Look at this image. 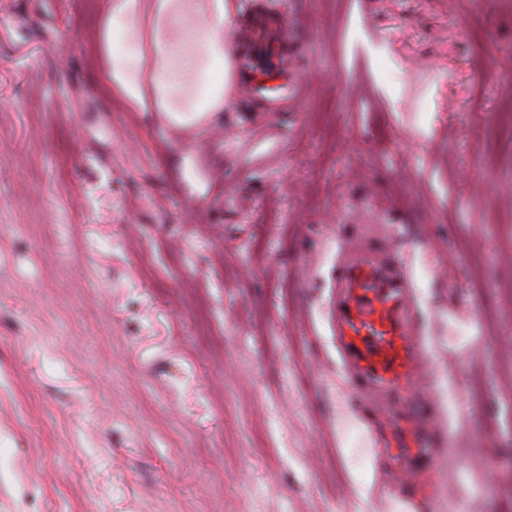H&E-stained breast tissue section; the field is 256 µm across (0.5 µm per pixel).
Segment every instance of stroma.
I'll list each match as a JSON object with an SVG mask.
<instances>
[{
  "instance_id": "stroma-1",
  "label": "stroma",
  "mask_w": 512,
  "mask_h": 512,
  "mask_svg": "<svg viewBox=\"0 0 512 512\" xmlns=\"http://www.w3.org/2000/svg\"><path fill=\"white\" fill-rule=\"evenodd\" d=\"M110 2L0 0V512H512V0H263L284 112L199 111L211 0H126L95 61ZM369 226L429 360L412 476L336 351Z\"/></svg>"
}]
</instances>
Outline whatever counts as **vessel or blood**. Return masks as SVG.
Segmentation results:
<instances>
[{
	"mask_svg": "<svg viewBox=\"0 0 512 512\" xmlns=\"http://www.w3.org/2000/svg\"><path fill=\"white\" fill-rule=\"evenodd\" d=\"M231 66L249 97L265 99L270 111H282L304 93V85L297 82L284 97L266 98L263 78L273 66L261 56H233ZM336 286V346L353 402L385 391L397 395L401 404L411 403L410 386L421 375L426 358L411 318L412 284L406 268L389 259L380 244H347L340 251ZM392 425L395 455L415 462L419 451L411 442L424 420L403 416L393 419Z\"/></svg>",
	"mask_w": 512,
	"mask_h": 512,
	"instance_id": "b4317fda",
	"label": "vessel or blood"
}]
</instances>
